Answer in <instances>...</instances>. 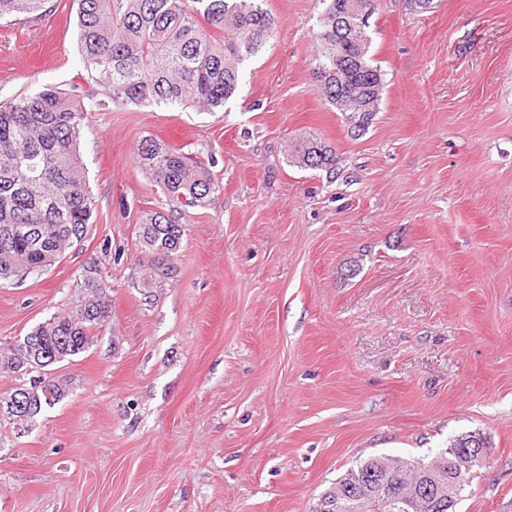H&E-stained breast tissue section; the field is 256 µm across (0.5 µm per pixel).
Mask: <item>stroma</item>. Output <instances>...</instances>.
<instances>
[{
  "label": "stroma",
  "mask_w": 512,
  "mask_h": 512,
  "mask_svg": "<svg viewBox=\"0 0 512 512\" xmlns=\"http://www.w3.org/2000/svg\"><path fill=\"white\" fill-rule=\"evenodd\" d=\"M265 6L277 32L223 110L89 112L91 222L49 270L0 284V349L71 308L92 261L112 319L52 365L65 399L29 431L0 421V512H312L355 462L465 433L486 448L456 512H512V0H376L384 86L357 136L317 89L319 0ZM80 70L74 0L0 21V99ZM310 133L335 178L289 165ZM146 138L222 185L149 293Z\"/></svg>",
  "instance_id": "1"
}]
</instances>
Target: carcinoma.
<instances>
[{"label": "carcinoma", "mask_w": 512, "mask_h": 512, "mask_svg": "<svg viewBox=\"0 0 512 512\" xmlns=\"http://www.w3.org/2000/svg\"><path fill=\"white\" fill-rule=\"evenodd\" d=\"M80 82L70 90L43 87L0 100V282L47 270L81 242L93 201L79 157L87 105L117 109L141 106L195 107L213 112L238 88L241 65L274 37L276 20L264 0H74ZM314 75L323 99L346 113L351 133L365 131L379 109L383 74L370 58L369 24L336 43V18L349 17L361 0H320ZM49 0H0V19L35 18ZM89 104H84V101ZM291 163L336 175V150L308 136L290 146ZM137 166L160 189L164 203L148 211L138 244L148 265L139 288H159L176 273L182 220L203 209L220 190L209 168L153 138L134 152ZM110 286L94 263L84 268L77 305L57 312L26 335L28 344L0 356V370L21 373L47 354L62 362L85 352L93 330L112 318ZM29 381L0 398V417L26 429L66 396V385L28 374ZM483 443L477 433L452 440L454 448ZM390 475L396 504L410 501L413 482L430 474L444 485L443 498L430 496L392 512H456L471 482L472 468L432 471L431 462L370 457L349 468L324 493L315 512L330 500L346 501L372 471Z\"/></svg>", "instance_id": "obj_1"}]
</instances>
